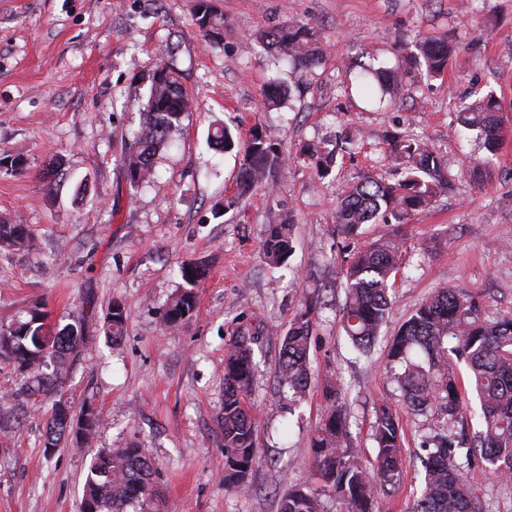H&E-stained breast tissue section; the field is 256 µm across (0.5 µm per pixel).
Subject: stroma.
<instances>
[{"label": "stroma", "instance_id": "1", "mask_svg": "<svg viewBox=\"0 0 512 512\" xmlns=\"http://www.w3.org/2000/svg\"><path fill=\"white\" fill-rule=\"evenodd\" d=\"M214 2L223 24L208 36L194 22L195 0H0V157L27 160L23 171L0 173V219L35 233L32 250H0V325L35 304L53 324L84 321L86 341L62 393L73 409L88 401L99 416L89 445L66 442L50 455L52 399L0 417V512H77L93 456L138 443L160 473L165 512H278L288 488L321 487L311 440L327 385H342L353 444L374 458L376 410L396 399L386 344L426 297L456 285L487 313L512 314V135L480 185L472 167L485 151L456 122L459 99L490 87L512 127V0ZM288 23L316 27L320 68L299 73L262 49L258 34ZM443 35L456 46L443 76L408 74L381 107L346 92L348 70L396 66L413 41ZM160 64L179 75L191 110L156 155L153 177L134 189L123 156ZM273 77L290 85L291 101L268 109ZM214 123L244 138L267 129L286 160L274 192L257 189L218 219L213 207L234 194L239 159L209 147ZM342 132L357 146L319 179L302 151ZM405 132L447 157L454 186L405 223L363 225L364 240L395 243L401 254L387 322L363 356L340 331L345 277L333 213L345 185L391 178L386 140ZM55 158L64 164L52 182L43 171ZM286 211L296 248L274 268L260 243ZM184 262L206 270L199 312L170 330L162 313ZM311 298L319 306L313 374L292 402L277 384L279 337ZM116 301L127 331L115 345L102 317ZM241 329L259 333L248 400L265 456L245 495L224 487L218 424L224 347ZM403 423L406 464L389 512L411 507L422 484L420 436L437 427L429 414Z\"/></svg>", "mask_w": 512, "mask_h": 512}]
</instances>
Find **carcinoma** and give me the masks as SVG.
Segmentation results:
<instances>
[{"label": "carcinoma", "instance_id": "1", "mask_svg": "<svg viewBox=\"0 0 512 512\" xmlns=\"http://www.w3.org/2000/svg\"><path fill=\"white\" fill-rule=\"evenodd\" d=\"M195 20L199 29L214 34L217 15L210 0H196ZM313 27L289 24L265 32L261 43L282 55L295 70H311L324 62L323 49L316 46ZM455 46L447 38L425 39L414 44L411 59L425 68L430 78L441 76ZM399 68L365 66L354 82L368 94L379 93V101L401 82ZM285 88L277 78L265 89L268 106H279ZM190 110L189 98L173 69L163 65L153 75L139 130L124 155L126 175L135 187L153 175V160L166 148ZM499 101L492 91L475 93L462 100L457 123L476 133L494 157L505 137ZM213 148L243 151L236 192L213 210L224 216L238 206L254 188L270 186L281 169L279 144L255 127L246 141L224 126L214 127ZM398 161L397 179L390 182L369 176L343 191L334 221L347 256L345 300L341 329L356 351L369 354L375 347L389 313V283L400 270L398 248L370 242L357 246L364 224L402 223L412 213L428 206L437 192L448 187V159L415 136L393 135L388 140ZM355 146L350 136L325 143L311 153L318 173L326 177L341 151ZM34 246L30 227L19 221L0 222V248L25 251ZM295 250L292 220L268 225L261 243L267 260L282 266ZM201 266H180L182 289L167 304L163 323L170 329L197 316L195 288L205 277ZM316 306L306 304L293 317L282 337L278 374L282 387L301 398L310 384V339ZM126 313L112 304L103 317L107 339L119 342L125 332ZM85 342L81 323L61 328L47 322V315L33 306L7 325H0V365L12 366L33 378L23 388L29 397L56 395L61 391L69 358ZM255 337L244 332L234 336L224 351V402L221 428L224 441V486L237 493L250 491L248 477L261 462L256 445L257 424L246 403L256 370ZM387 361L398 384L402 405L410 415L434 410L441 429L423 437L418 456L423 469V489L410 512H487L485 500L468 483L466 474L483 468L505 481L512 480V315H488L482 305L458 286H447L422 302L387 344ZM469 376L460 377L459 364ZM476 394L480 413L478 429H472L473 412L467 394ZM329 401L312 438L314 466L323 491L346 506V512H376L377 498L388 496L402 480L403 426L400 415L387 405L376 414L373 437L377 455L365 461L353 448L346 396L341 388L326 391ZM63 399L53 403L47 421L45 447L56 448L67 441L68 424L58 415ZM83 497L92 498L98 512H160L161 494L149 449L141 447L99 451L90 461ZM279 512H324L322 496L302 483L281 498Z\"/></svg>", "mask_w": 512, "mask_h": 512}]
</instances>
